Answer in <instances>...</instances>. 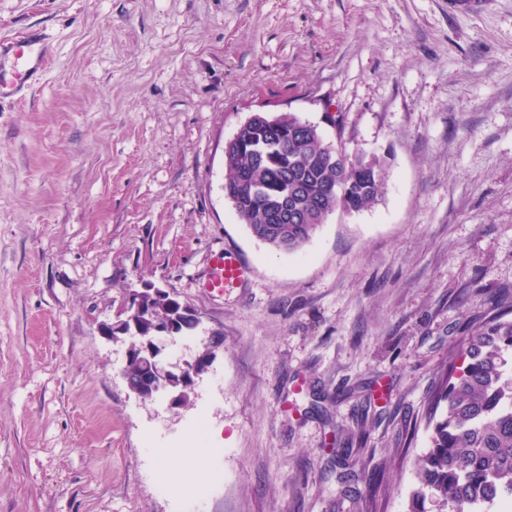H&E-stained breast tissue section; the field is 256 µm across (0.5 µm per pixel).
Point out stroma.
Wrapping results in <instances>:
<instances>
[{
	"label": "stroma",
	"instance_id": "obj_1",
	"mask_svg": "<svg viewBox=\"0 0 512 512\" xmlns=\"http://www.w3.org/2000/svg\"><path fill=\"white\" fill-rule=\"evenodd\" d=\"M34 30L0 103V512H364L388 457L376 512H407L436 369L512 298V0H0V45ZM259 111L383 158L380 200L255 239L224 146ZM222 250L247 275L217 294ZM150 287L203 319L168 361L224 337L178 409L98 332ZM200 427L164 489L156 449ZM47 47L42 39L26 37L24 43L10 46L8 53L12 52L18 60L24 61V66L15 74V78L7 80L5 75L0 77V99L14 97L31 79L32 70L42 66L45 61Z\"/></svg>",
	"mask_w": 512,
	"mask_h": 512
}]
</instances>
